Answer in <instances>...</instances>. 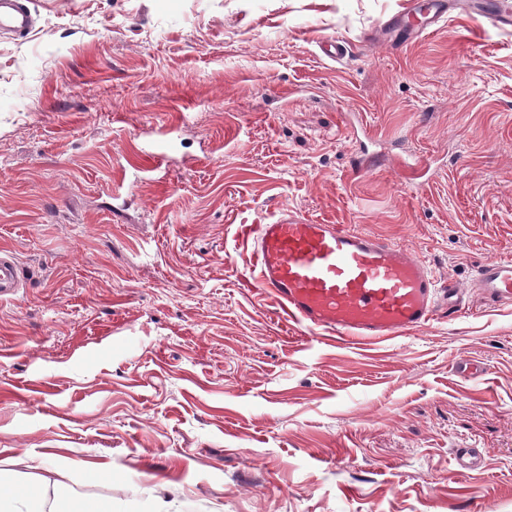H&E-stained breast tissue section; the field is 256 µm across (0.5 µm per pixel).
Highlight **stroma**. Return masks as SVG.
<instances>
[{"label":"stroma","mask_w":512,"mask_h":512,"mask_svg":"<svg viewBox=\"0 0 512 512\" xmlns=\"http://www.w3.org/2000/svg\"><path fill=\"white\" fill-rule=\"evenodd\" d=\"M403 2L32 0L0 36V249L26 275L0 300V469L75 510L512 512V307L471 289L512 258V27L451 0L376 38ZM286 213L407 248L459 311L309 338L237 236ZM419 1L408 0L403 7L404 14L396 20L403 21L406 28L412 31L408 36L409 39L417 37L418 34L427 33L442 22L448 12V1L446 0H428L427 3Z\"/></svg>","instance_id":"35a3bbf8"}]
</instances>
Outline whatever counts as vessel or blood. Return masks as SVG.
Masks as SVG:
<instances>
[{"label": "vessel or blood", "instance_id": "obj_1", "mask_svg": "<svg viewBox=\"0 0 512 512\" xmlns=\"http://www.w3.org/2000/svg\"><path fill=\"white\" fill-rule=\"evenodd\" d=\"M447 0H407L402 20L413 34L442 22ZM35 25L30 0H0V31L29 33ZM240 236L260 291L276 299L286 321L370 344L405 336L433 320L438 303L456 313L461 287L440 285L426 265L385 239L344 224H309L287 214L273 224H244ZM23 286L15 254L0 250V300ZM487 304L512 306V260L487 259L475 281Z\"/></svg>", "mask_w": 512, "mask_h": 512}]
</instances>
